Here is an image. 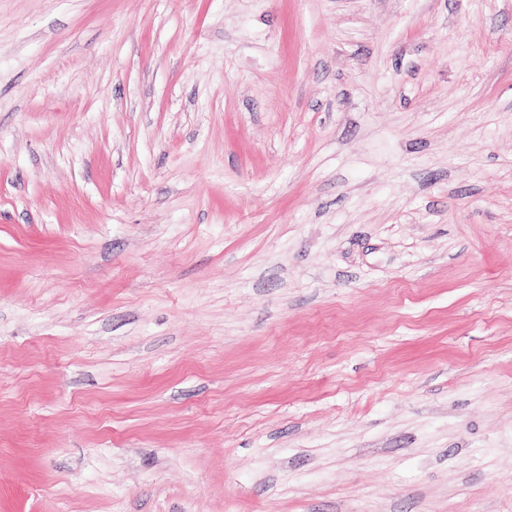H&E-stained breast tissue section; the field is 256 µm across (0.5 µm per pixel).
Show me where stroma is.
<instances>
[{"mask_svg":"<svg viewBox=\"0 0 512 512\" xmlns=\"http://www.w3.org/2000/svg\"><path fill=\"white\" fill-rule=\"evenodd\" d=\"M0 512H512V0H0Z\"/></svg>","mask_w":512,"mask_h":512,"instance_id":"1","label":"stroma"}]
</instances>
